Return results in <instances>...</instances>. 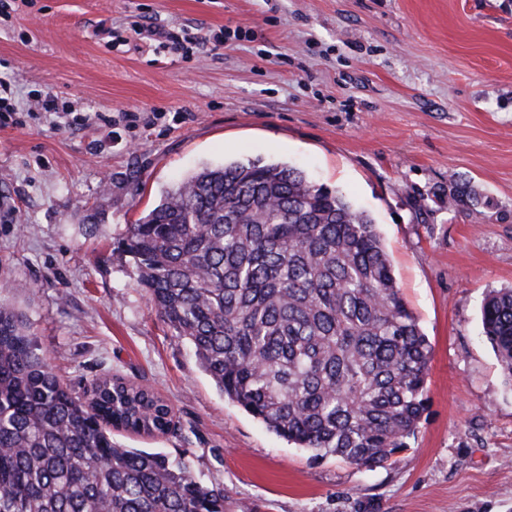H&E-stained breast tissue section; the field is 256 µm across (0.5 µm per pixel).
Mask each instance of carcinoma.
I'll return each mask as SVG.
<instances>
[{"instance_id": "obj_1", "label": "carcinoma", "mask_w": 512, "mask_h": 512, "mask_svg": "<svg viewBox=\"0 0 512 512\" xmlns=\"http://www.w3.org/2000/svg\"><path fill=\"white\" fill-rule=\"evenodd\" d=\"M121 247L157 314L224 397L316 457L380 467L408 449L432 347L377 225L299 170L204 168L126 226ZM512 385V288L481 307ZM176 414L119 377L55 374L0 303V512H226L182 458L112 436L172 433Z\"/></svg>"}]
</instances>
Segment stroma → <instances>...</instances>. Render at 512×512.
Returning a JSON list of instances; mask_svg holds the SVG:
<instances>
[{"label":"stroma","mask_w":512,"mask_h":512,"mask_svg":"<svg viewBox=\"0 0 512 512\" xmlns=\"http://www.w3.org/2000/svg\"><path fill=\"white\" fill-rule=\"evenodd\" d=\"M146 10L224 46L170 53L135 33ZM0 75L19 107L50 91L112 117L0 128V300L62 378L174 409L177 432L118 442L252 512H512V386L480 322L512 288V0H17ZM256 158L369 213L431 343L428 409L390 465L313 458L225 399L118 248L184 177ZM463 186L480 204L449 208Z\"/></svg>","instance_id":"obj_1"}]
</instances>
